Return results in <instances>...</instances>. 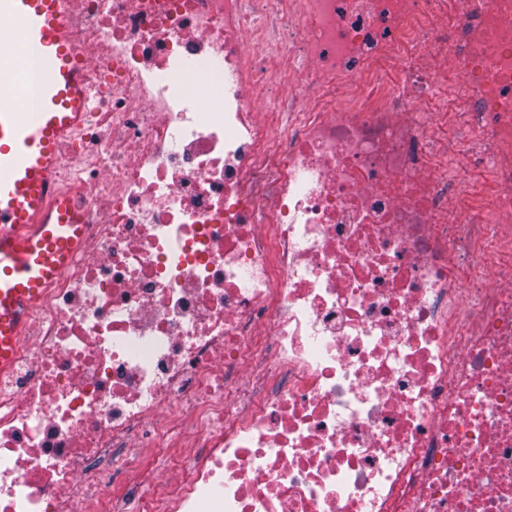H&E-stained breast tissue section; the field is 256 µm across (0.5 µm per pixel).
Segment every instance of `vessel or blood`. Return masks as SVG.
Listing matches in <instances>:
<instances>
[{
    "label": "vessel or blood",
    "instance_id": "1",
    "mask_svg": "<svg viewBox=\"0 0 512 512\" xmlns=\"http://www.w3.org/2000/svg\"><path fill=\"white\" fill-rule=\"evenodd\" d=\"M22 18L24 41L45 63L39 110L24 93L0 96V372H9L31 311L80 250V210L57 185L64 139L85 118V73L69 36V0H0V19Z\"/></svg>",
    "mask_w": 512,
    "mask_h": 512
}]
</instances>
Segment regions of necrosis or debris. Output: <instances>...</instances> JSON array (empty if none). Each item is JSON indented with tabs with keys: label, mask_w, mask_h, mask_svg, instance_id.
Segmentation results:
<instances>
[{
	"label": "necrosis or debris",
	"mask_w": 512,
	"mask_h": 512,
	"mask_svg": "<svg viewBox=\"0 0 512 512\" xmlns=\"http://www.w3.org/2000/svg\"><path fill=\"white\" fill-rule=\"evenodd\" d=\"M73 2L87 242L0 376V512H512V0ZM448 178L453 189L458 187L460 181L463 184L471 183L479 196L490 192L492 188L491 173L487 169L474 167L470 160L462 164L458 156L448 158Z\"/></svg>",
	"instance_id": "obj_1"
}]
</instances>
